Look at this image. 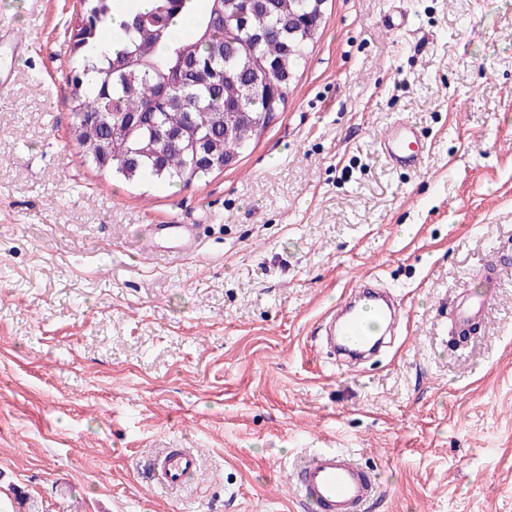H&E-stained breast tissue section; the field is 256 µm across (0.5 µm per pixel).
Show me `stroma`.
Here are the masks:
<instances>
[{"instance_id": "obj_1", "label": "stroma", "mask_w": 512, "mask_h": 512, "mask_svg": "<svg viewBox=\"0 0 512 512\" xmlns=\"http://www.w3.org/2000/svg\"><path fill=\"white\" fill-rule=\"evenodd\" d=\"M404 12L408 28L391 30ZM80 0H0V493L38 512H304L311 448L376 470L369 512H512V0H326L277 113L186 187L88 166L72 138ZM420 127L415 171L378 137ZM197 224L196 256L148 253ZM508 266L483 324L448 303ZM369 275L390 347L328 355L321 324ZM189 448L184 487L149 459ZM154 226L153 232L148 235L153 246L158 245L159 239H169L184 254L196 252L199 246L196 224H155Z\"/></svg>"}]
</instances>
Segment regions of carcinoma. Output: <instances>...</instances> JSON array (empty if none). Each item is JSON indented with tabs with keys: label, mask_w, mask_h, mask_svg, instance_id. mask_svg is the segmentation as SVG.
I'll use <instances>...</instances> for the list:
<instances>
[{
	"label": "carcinoma",
	"mask_w": 512,
	"mask_h": 512,
	"mask_svg": "<svg viewBox=\"0 0 512 512\" xmlns=\"http://www.w3.org/2000/svg\"><path fill=\"white\" fill-rule=\"evenodd\" d=\"M151 0L130 3L123 36L108 46L112 0H83L73 36L78 116L74 139L86 161L128 182L187 186L222 171L284 110L297 68L320 23L325 0ZM192 31L176 37L181 14ZM196 58L208 77L183 79L181 64ZM171 136L165 146L157 134ZM115 146L105 162L97 145Z\"/></svg>",
	"instance_id": "obj_1"
}]
</instances>
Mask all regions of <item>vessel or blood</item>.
Segmentation results:
<instances>
[{
    "instance_id": "1",
    "label": "vessel or blood",
    "mask_w": 512,
    "mask_h": 512,
    "mask_svg": "<svg viewBox=\"0 0 512 512\" xmlns=\"http://www.w3.org/2000/svg\"><path fill=\"white\" fill-rule=\"evenodd\" d=\"M378 144L395 168L418 169L428 154L417 127L410 123L393 124ZM198 238L191 224H158L149 236L154 243L172 240L185 254L196 252ZM352 295L341 320L332 323L330 338L349 356L359 357L376 346V328L391 323L395 314L382 295L372 293L368 282H361ZM487 303L482 295H459L448 304V319L459 327L482 321ZM151 467L156 483L175 488L197 472L199 459L191 449L172 448L155 458ZM292 483L310 512H368L380 495L372 469L340 448L311 450L293 469Z\"/></svg>"
}]
</instances>
